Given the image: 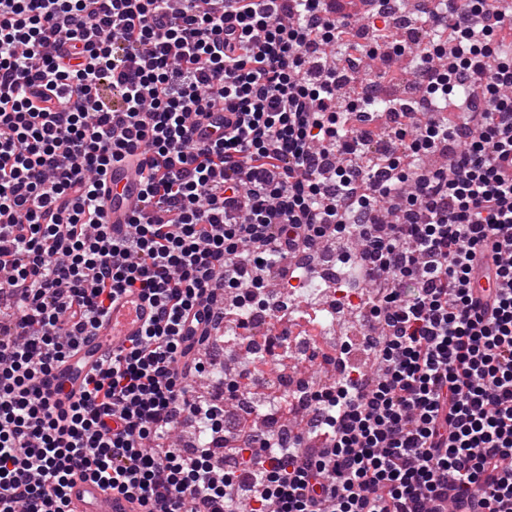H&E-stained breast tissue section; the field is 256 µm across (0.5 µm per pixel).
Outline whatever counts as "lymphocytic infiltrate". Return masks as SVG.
<instances>
[{
  "instance_id": "lymphocytic-infiltrate-1",
  "label": "lymphocytic infiltrate",
  "mask_w": 512,
  "mask_h": 512,
  "mask_svg": "<svg viewBox=\"0 0 512 512\" xmlns=\"http://www.w3.org/2000/svg\"><path fill=\"white\" fill-rule=\"evenodd\" d=\"M499 0L423 10L437 114L391 133L410 157L467 133L449 167L404 166L352 126L320 47L347 40L329 0H0V512H71L90 479L140 512H512V42ZM466 51L444 49L449 37ZM216 108L231 130L199 140ZM138 161L144 206L104 220L112 164ZM359 241L373 293L371 382H327L320 425L288 446L244 423L236 488L211 448L159 454L221 406L190 398L195 343L238 323L225 290L328 238ZM492 280L474 287L476 277ZM155 319L62 399L45 389L124 293Z\"/></svg>"
}]
</instances>
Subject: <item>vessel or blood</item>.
Segmentation results:
<instances>
[{"label":"vessel or blood","mask_w":512,"mask_h":512,"mask_svg":"<svg viewBox=\"0 0 512 512\" xmlns=\"http://www.w3.org/2000/svg\"><path fill=\"white\" fill-rule=\"evenodd\" d=\"M107 187L110 200L105 208L106 223H129L133 213L143 206L141 185L133 167L126 163L113 165ZM155 316L153 305L138 294L123 295L93 334L82 337L68 362L45 380V387L64 396L79 393L86 371L100 365L106 353L122 345L129 337L140 334ZM68 498L75 512L137 510L136 503L89 481L78 480L71 484Z\"/></svg>","instance_id":"vessel-or-blood-1"}]
</instances>
